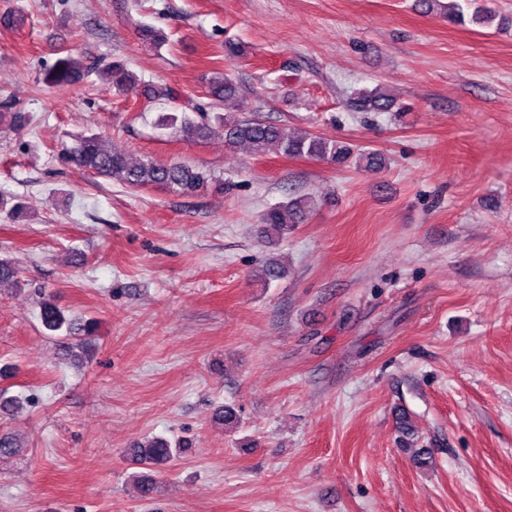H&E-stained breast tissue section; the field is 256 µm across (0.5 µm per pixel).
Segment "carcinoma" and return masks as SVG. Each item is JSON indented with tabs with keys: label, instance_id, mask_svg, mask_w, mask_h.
Wrapping results in <instances>:
<instances>
[{
	"label": "carcinoma",
	"instance_id": "1",
	"mask_svg": "<svg viewBox=\"0 0 512 512\" xmlns=\"http://www.w3.org/2000/svg\"><path fill=\"white\" fill-rule=\"evenodd\" d=\"M415 7L423 13L440 12L448 22L458 25L470 23L490 27L497 18V11L488 4V0H415ZM140 35L144 43L154 48L162 46L167 40L161 31L151 26L142 27ZM100 70L107 72L112 87L119 94L131 93L138 86V80L121 60L100 64L86 57L79 62L69 54L59 58L47 71L45 82L52 88H68L82 81L85 75ZM204 81L210 97L208 106H195L190 112H161L156 119V127L187 141L206 140L220 135L230 148L246 142L258 153L275 145L283 155L289 157H311L339 166L353 162L369 170H381L388 166L385 155L380 152L357 150L344 142L310 133L298 134L284 124L226 112V103L238 97L237 85L218 72L204 77ZM352 106L358 112H392L398 118L411 111L410 105L401 102L380 85L356 91ZM62 155L77 167L108 176L131 189L161 187L181 194H193L212 185L221 192L235 187L230 181L220 182L210 172L181 162L132 165L123 155L113 152L99 133L78 137L71 145L62 148ZM313 204V197L301 196L274 205L260 216L261 233L278 236L288 233L293 225L303 223ZM6 283L17 285L21 279L10 260L0 258V288ZM40 320L46 330L56 332L65 323L66 317L50 299L45 298L40 306ZM133 452L147 468L178 454V450L162 438L140 443Z\"/></svg>",
	"mask_w": 512,
	"mask_h": 512
}]
</instances>
